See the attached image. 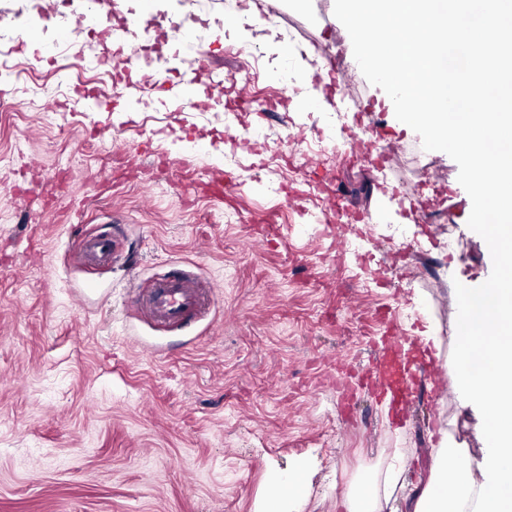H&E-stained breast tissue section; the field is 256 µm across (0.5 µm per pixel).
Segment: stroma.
<instances>
[{"instance_id": "obj_1", "label": "stroma", "mask_w": 512, "mask_h": 512, "mask_svg": "<svg viewBox=\"0 0 512 512\" xmlns=\"http://www.w3.org/2000/svg\"><path fill=\"white\" fill-rule=\"evenodd\" d=\"M90 4L0 0L15 65L0 80V512H336L409 464L403 506L441 437L481 458V417L451 382L455 286L483 284L492 258L456 162L425 150L356 65L357 98L290 107L283 45L353 53L334 0H276L271 42L225 29L235 0L147 19L166 66L135 83L177 96L169 41L189 26L207 53L199 95L222 92L223 112L122 111L121 60L141 45L93 72L84 61L136 10L98 33L78 24ZM22 19L39 32L25 44ZM358 136L399 152L374 167ZM414 198L437 199L446 221L411 213ZM91 239L112 241L109 261L85 259ZM172 275L211 298L176 329L146 309ZM393 346L409 368L400 413L375 374Z\"/></svg>"}]
</instances>
